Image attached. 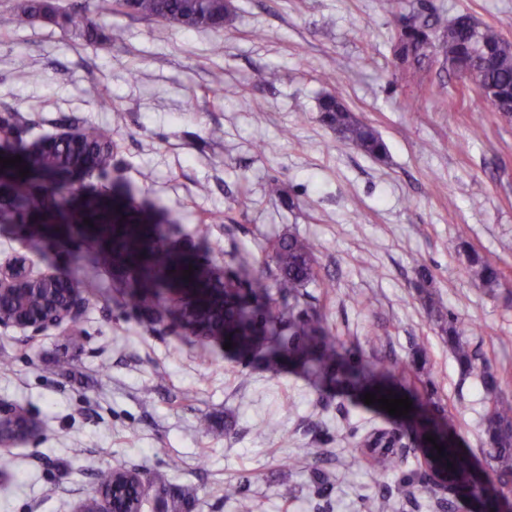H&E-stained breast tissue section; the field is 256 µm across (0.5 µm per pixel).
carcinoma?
<instances>
[{
  "mask_svg": "<svg viewBox=\"0 0 512 512\" xmlns=\"http://www.w3.org/2000/svg\"><path fill=\"white\" fill-rule=\"evenodd\" d=\"M115 9L124 14L154 18L187 29H219L229 5L226 0H112ZM35 20H45L87 42L100 38L94 18L77 10L67 11L53 0H23L17 10L0 16V27H19ZM437 20L431 15H414L397 33L395 58L407 68L420 70L425 59L440 54L458 75L465 89L477 88L492 99L506 114H512V42L494 27L484 24L469 13L457 15L442 31L438 40L432 39ZM322 121L338 137L366 154L380 158L386 144L369 124L360 121L343 99L326 94L319 102ZM82 148L90 152L96 170L104 173L112 167V149L106 135L94 126L82 129ZM0 156L21 157L22 162L7 166L3 174L5 192L0 198V211L6 224H28L37 214L41 220L50 219L66 225L59 245L87 242L84 217L97 213L98 202L85 210L65 208V187L58 184L59 171L68 168L75 150L68 144H56L50 150H30L18 145L14 126L5 123L0 128ZM26 170L23 176L19 170ZM125 213L113 210L102 217L101 234L113 242V249H101L90 244L89 266L77 268L64 277L38 289H18L0 294V317L32 319L43 313L47 296L62 295L82 279L97 271L107 270L114 263L131 265L138 270L140 288L129 289L126 298L135 307L151 305L162 316L173 315L185 325L195 324L194 313L182 298L190 297L205 287L204 270L189 257L173 259L167 248L172 230L170 224H156L144 232L138 224L124 223ZM272 260L277 274L270 288H251L244 294L240 282L224 281V299L216 300L206 311L209 330L233 334L248 332L265 336L266 352L272 357L299 352L312 373L329 375L336 372L353 388H362L375 380L383 383L390 369L381 362H368L361 356L344 355L336 340L323 325L321 316L313 312L294 315L298 290L317 278L315 245L290 235L272 245ZM472 277L483 287L491 288L498 281L497 269L488 261L474 256L470 259ZM191 270L189 278L183 271ZM425 304L435 317L441 332L448 336V347L463 369L480 377L486 393L496 395L495 375L476 357L462 340L454 323L431 295ZM487 444L494 448L491 459V478L504 491H512V402L497 400L489 411L485 424ZM377 472L386 475L404 465L403 456L385 450L374 457ZM447 470L448 480L466 478L474 465L457 447L448 443L446 454L439 456ZM131 473L126 468L96 470L94 487L84 502L87 512H100L107 501V512H142L144 495L134 484L122 478ZM194 501L180 487L163 490L155 500L157 512H192Z\"/></svg>",
  "mask_w": 512,
  "mask_h": 512,
  "instance_id": "carcinoma-1",
  "label": "carcinoma"
}]
</instances>
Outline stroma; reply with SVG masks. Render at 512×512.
I'll return each instance as SVG.
<instances>
[{
    "label": "stroma",
    "instance_id": "1",
    "mask_svg": "<svg viewBox=\"0 0 512 512\" xmlns=\"http://www.w3.org/2000/svg\"><path fill=\"white\" fill-rule=\"evenodd\" d=\"M56 2L96 19L102 39L45 21L0 30V116L16 112L27 146L85 124L111 137V171L80 181L75 200L103 190L142 223L175 225L169 249L228 278L243 257L272 282L270 243L310 240L320 279L302 288L301 308L323 316L341 351L386 357L400 393L434 392L455 442L488 466L491 401L423 295L455 318L512 401V117L464 90L443 57L421 77L402 74L390 0H231L218 31L118 14L112 0ZM403 11L445 22L468 12L512 41V0H404ZM270 70L278 81H266ZM328 92L376 128L385 159L321 121ZM272 180L282 198L268 197ZM474 252L497 266L494 289L472 280ZM20 256L35 275L74 267L71 253L0 233V268ZM128 285L116 269L84 281V316L33 342L0 327V354L13 358L0 405L41 424L5 453L26 480L0 490V512H77L107 466L139 472L143 512L167 484L189 489L195 512H238L228 484L242 485L252 512H440L442 501L473 512L453 488L378 475L365 443L393 417L362 391L317 380L297 356L202 345L155 308L125 306ZM295 454L303 460L288 469ZM322 480L330 496L318 494Z\"/></svg>",
    "mask_w": 512,
    "mask_h": 512
}]
</instances>
